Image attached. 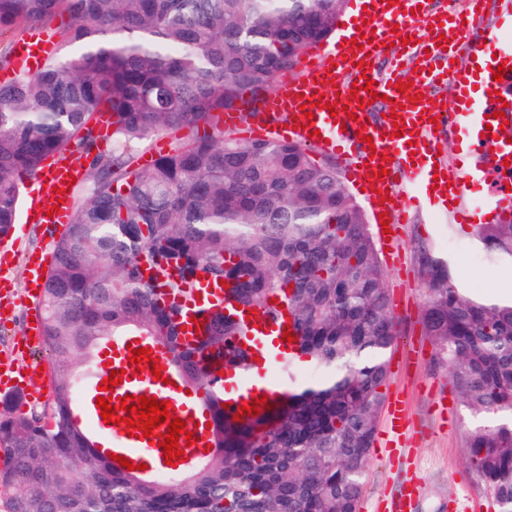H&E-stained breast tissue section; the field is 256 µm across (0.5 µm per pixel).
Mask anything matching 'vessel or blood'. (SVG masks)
<instances>
[{
  "label": "vessel or blood",
  "mask_w": 512,
  "mask_h": 512,
  "mask_svg": "<svg viewBox=\"0 0 512 512\" xmlns=\"http://www.w3.org/2000/svg\"><path fill=\"white\" fill-rule=\"evenodd\" d=\"M423 0H367L368 7L351 19L343 34L332 46H319L299 56L295 71L282 75L275 88L263 98L262 112L287 116L286 126H268L260 122L243 126L241 115L252 108L250 95H243L224 112V126L242 129L248 140L275 139L297 142L314 147L323 154L336 157L338 164L359 193L368 195L376 212L385 213L389 231L380 235L379 242L390 265H400L402 245L398 232L407 211L428 204L448 210L455 223L477 228L484 222L480 206L472 203L469 187L475 178H482L496 199L497 215L512 214V143L501 131L504 121L512 120V112H503V104L512 105V49L503 46L500 30L512 31V0H502L492 34L474 32L470 22L483 14L484 0H467L463 15L454 16L453 23L460 34L458 49L467 56L483 59L481 69L440 62L442 52L438 44L442 29L437 16L422 10ZM418 39L419 59L414 79L421 87L432 89L451 85L454 100L442 106L438 99L419 97L416 91L398 92L401 81V59H394L390 76L376 72L375 54L382 52L383 44L392 32ZM369 35L370 43L354 49V40ZM56 41L44 31L25 35L18 45V67L36 71L42 69L54 54ZM373 80L372 90H364L365 80ZM481 85V95H474V85ZM386 95L387 116L372 121L369 110L363 109L362 99L368 92ZM342 102L337 114H330L329 104ZM312 119H305V112ZM405 122L407 132L394 136L395 119ZM460 134L468 155L477 156L475 172L444 163L439 152L441 140L438 129ZM385 176H378V169ZM81 169L68 156L52 154L45 162L36 185L29 196L26 220L32 224L68 223L73 194L69 184L79 182ZM388 200H381V193ZM48 258L35 254L28 258L26 288L30 302H37L41 279ZM197 300L182 304V339L191 341L196 336L192 318L203 304L223 297L222 285L200 279L196 288ZM149 349L152 359L135 366L131 363L129 347L132 344ZM258 359L243 367L228 364L220 377L224 399L229 411H240L245 403L267 397L275 401L281 389L268 381L265 371L270 364L265 350H258ZM171 352L163 342L143 336L121 337L99 354L100 364L92 374V384L101 386L111 371L124 370L122 383L114 386L112 398L128 395L156 396L157 400L171 402L172 416L185 423L186 430L195 436L194 444L179 440L177 446L192 462L204 460V450L212 436L208 424L210 412L204 403V391L185 389L181 383L171 382L167 364ZM160 364V377H153V364ZM93 392H82L76 406V421L87 426L98 439V449L105 455L125 457L131 464H146L148 471L163 468L164 450L148 438L130 436L126 425L104 423L96 406ZM411 431V420L403 397L393 395L387 402L383 427L377 435L376 447L393 456L403 455L405 442Z\"/></svg>",
  "instance_id": "obj_1"
}]
</instances>
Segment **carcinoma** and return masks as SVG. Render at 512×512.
Returning <instances> with one entry per match:
<instances>
[{"label": "carcinoma", "mask_w": 512, "mask_h": 512, "mask_svg": "<svg viewBox=\"0 0 512 512\" xmlns=\"http://www.w3.org/2000/svg\"><path fill=\"white\" fill-rule=\"evenodd\" d=\"M348 2L0 0L1 33L59 31L72 48L0 84V239L16 224L22 179L48 155L79 153L89 185L54 240L40 302L51 423L15 414L19 395L0 400L10 512H359L398 336L367 214L313 148L242 142L223 123L242 94L260 102L328 40ZM102 111L112 151L95 153ZM182 126L204 134L138 164L150 137ZM472 236L486 263L512 267V219ZM423 265V324L474 418L468 466L512 512V299L460 287L441 259ZM201 274L296 329L280 361L288 391L270 415L236 420L209 388L225 359H248L223 303L196 342L180 339L181 307L160 287L188 297ZM130 332L167 344L184 383L206 390L213 451L182 478L114 466L73 419L88 359ZM302 363L319 377L298 381Z\"/></svg>", "instance_id": "cac0c4a2"}]
</instances>
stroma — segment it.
<instances>
[{"label": "stroma", "mask_w": 512, "mask_h": 512, "mask_svg": "<svg viewBox=\"0 0 512 512\" xmlns=\"http://www.w3.org/2000/svg\"><path fill=\"white\" fill-rule=\"evenodd\" d=\"M402 265L387 268L386 283L398 307L393 315L399 331L390 353L399 367L387 389L400 393L412 420V436L403 459L373 454L363 504L393 503L402 482L410 477L420 484L412 512H498L483 480L466 465V433L473 422L462 401L453 400L448 371L438 364L435 347L422 325L424 267L421 249L448 262L455 281L493 296L512 292V270L488 266L477 257L471 233L450 217L428 212L401 225ZM58 234L50 224H26L8 242L15 257L7 272L14 283L15 302L7 325L0 326V359L13 368L27 362L18 350L28 334L30 307L25 302V260L29 254L48 252Z\"/></svg>", "instance_id": "stroma-1"}]
</instances>
